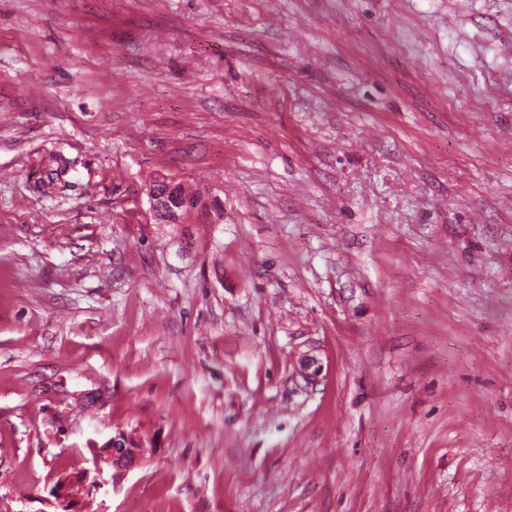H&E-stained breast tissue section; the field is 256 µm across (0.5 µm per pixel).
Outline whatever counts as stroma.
Returning <instances> with one entry per match:
<instances>
[{
	"label": "stroma",
	"mask_w": 512,
	"mask_h": 512,
	"mask_svg": "<svg viewBox=\"0 0 512 512\" xmlns=\"http://www.w3.org/2000/svg\"><path fill=\"white\" fill-rule=\"evenodd\" d=\"M118 431L89 512H512V0H0V512ZM175 182L159 179L153 182L148 189L151 210L159 224H179L180 215L177 210L168 207L165 200L167 194L174 188ZM104 448H106V456H103L101 461L112 464V468L117 473L152 451L150 441L133 439L124 432H118Z\"/></svg>",
	"instance_id": "35a3bbf8"
}]
</instances>
